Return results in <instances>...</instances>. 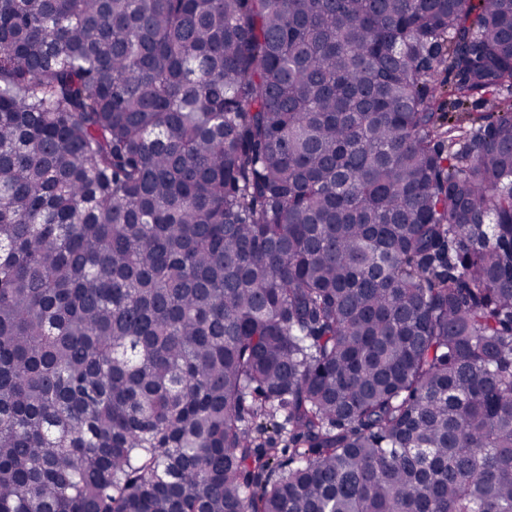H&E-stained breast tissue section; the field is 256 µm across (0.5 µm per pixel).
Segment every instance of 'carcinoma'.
Returning a JSON list of instances; mask_svg holds the SVG:
<instances>
[{
    "label": "carcinoma",
    "instance_id": "obj_1",
    "mask_svg": "<svg viewBox=\"0 0 512 512\" xmlns=\"http://www.w3.org/2000/svg\"><path fill=\"white\" fill-rule=\"evenodd\" d=\"M504 87L512 0H0V512H512ZM491 101L482 96L472 97L463 109L454 112V119L467 129L485 126L497 118Z\"/></svg>",
    "mask_w": 512,
    "mask_h": 512
}]
</instances>
